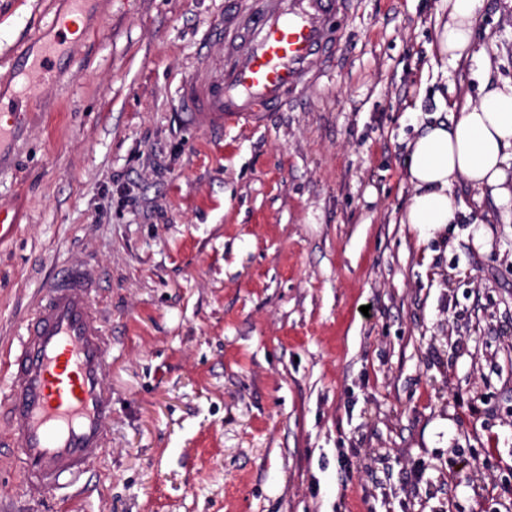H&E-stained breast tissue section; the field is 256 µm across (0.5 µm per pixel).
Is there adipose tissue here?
<instances>
[{
    "label": "adipose tissue",
    "mask_w": 512,
    "mask_h": 512,
    "mask_svg": "<svg viewBox=\"0 0 512 512\" xmlns=\"http://www.w3.org/2000/svg\"><path fill=\"white\" fill-rule=\"evenodd\" d=\"M482 0H448V18L437 32L441 54L458 59L474 47ZM512 85L485 87L451 123L432 122L408 145L407 177L412 196L403 223L429 231L458 221L451 194L455 182L501 198L512 197Z\"/></svg>",
    "instance_id": "ef3b65f1"
}]
</instances>
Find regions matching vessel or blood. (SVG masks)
Masks as SVG:
<instances>
[{
  "instance_id": "b4317fda",
  "label": "vessel or blood",
  "mask_w": 512,
  "mask_h": 512,
  "mask_svg": "<svg viewBox=\"0 0 512 512\" xmlns=\"http://www.w3.org/2000/svg\"><path fill=\"white\" fill-rule=\"evenodd\" d=\"M350 2L251 0L246 12L223 16L210 31L228 38L223 56H202L179 89L186 120L218 131L261 124L335 56L330 21L346 14ZM51 27L52 41L38 58L25 51L15 58L28 81L12 102L0 104V141L13 134L29 102L62 67L68 25L57 18ZM98 292L90 264L63 266L43 285L14 350L0 355V372L7 377L0 392V446L17 451L21 487L34 502L56 494L61 479L80 482L109 446L112 395L105 379L112 338Z\"/></svg>"
}]
</instances>
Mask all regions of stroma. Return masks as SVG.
I'll use <instances>...</instances> for the list:
<instances>
[{
  "label": "stroma",
  "mask_w": 512,
  "mask_h": 512,
  "mask_svg": "<svg viewBox=\"0 0 512 512\" xmlns=\"http://www.w3.org/2000/svg\"><path fill=\"white\" fill-rule=\"evenodd\" d=\"M227 4L93 0L0 153V353L85 260L112 335L86 493L26 500L5 448L0 512H512V201L459 182L458 223L400 221L408 143L512 84V0L486 64L440 55L447 0H353L310 88L211 132L178 89ZM69 9L0 0L1 96Z\"/></svg>",
  "instance_id": "stroma-1"
}]
</instances>
